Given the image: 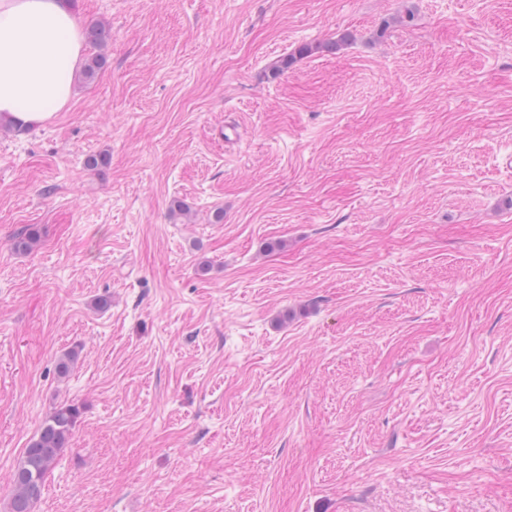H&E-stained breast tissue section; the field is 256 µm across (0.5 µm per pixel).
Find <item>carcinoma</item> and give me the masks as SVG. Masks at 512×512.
Returning a JSON list of instances; mask_svg holds the SVG:
<instances>
[{
  "mask_svg": "<svg viewBox=\"0 0 512 512\" xmlns=\"http://www.w3.org/2000/svg\"><path fill=\"white\" fill-rule=\"evenodd\" d=\"M87 38L95 46L96 52L87 57L80 75L84 82L91 83L108 63L107 45L110 29L103 22L92 23L88 27ZM36 242L35 230L29 229L14 239L13 248L26 253L33 249ZM77 360L76 351L64 353L56 365L59 377L69 376ZM79 415L78 406L63 402L55 406L45 418L38 434L23 449L11 473L10 512H33V506L40 500L46 479L58 456L69 445Z\"/></svg>",
  "mask_w": 512,
  "mask_h": 512,
  "instance_id": "1",
  "label": "carcinoma"
}]
</instances>
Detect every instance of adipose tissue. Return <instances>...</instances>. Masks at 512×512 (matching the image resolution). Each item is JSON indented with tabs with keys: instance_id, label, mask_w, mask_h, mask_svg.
<instances>
[{
	"instance_id": "obj_1",
	"label": "adipose tissue",
	"mask_w": 512,
	"mask_h": 512,
	"mask_svg": "<svg viewBox=\"0 0 512 512\" xmlns=\"http://www.w3.org/2000/svg\"><path fill=\"white\" fill-rule=\"evenodd\" d=\"M81 58L80 24L64 0H0V118L50 122L72 99Z\"/></svg>"
}]
</instances>
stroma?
Listing matches in <instances>:
<instances>
[{
  "label": "stroma",
  "mask_w": 512,
  "mask_h": 512,
  "mask_svg": "<svg viewBox=\"0 0 512 512\" xmlns=\"http://www.w3.org/2000/svg\"><path fill=\"white\" fill-rule=\"evenodd\" d=\"M72 9L107 68L0 127V512L64 401L35 512H512V0ZM87 38L93 43L97 51L87 57L80 75L84 82L91 83L108 63L107 45L110 38V29L103 22L92 23L88 27ZM80 415L79 407L63 402L55 406L41 428L23 449L11 473L10 512H33L40 500L46 479L58 456L67 448Z\"/></svg>",
  "instance_id": "stroma-1"
}]
</instances>
